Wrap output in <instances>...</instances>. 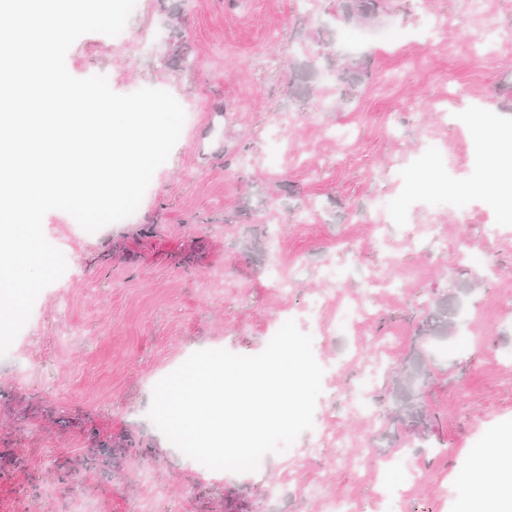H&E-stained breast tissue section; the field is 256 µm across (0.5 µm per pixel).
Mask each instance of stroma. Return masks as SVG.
Returning <instances> with one entry per match:
<instances>
[{
    "label": "stroma",
    "instance_id": "35a3bbf8",
    "mask_svg": "<svg viewBox=\"0 0 512 512\" xmlns=\"http://www.w3.org/2000/svg\"><path fill=\"white\" fill-rule=\"evenodd\" d=\"M316 0H137L125 37L78 38L71 75L171 93L186 118L129 221L81 234L43 219L72 265L37 297L0 358V512H458L471 449L512 433V236L481 192L489 155L471 125L512 128V0H393L381 25L336 23L334 49L362 63L356 98L322 108L288 95L290 57L320 50L293 28ZM180 34L189 59L170 58ZM389 202L388 239L374 206ZM468 244L472 264L453 260ZM480 285L445 348H432L426 437L387 405L350 410L362 375L387 392L418 318L457 278ZM363 313L337 335L339 307ZM317 308L329 333L315 411L319 451L257 471L202 472L148 417L155 384L192 353H260L267 325ZM73 417L74 428L54 423ZM347 444L339 457L338 444ZM288 492L269 499L270 487Z\"/></svg>",
    "mask_w": 512,
    "mask_h": 512
}]
</instances>
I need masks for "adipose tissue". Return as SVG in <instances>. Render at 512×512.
<instances>
[{
	"label": "adipose tissue",
	"instance_id": "adipose-tissue-1",
	"mask_svg": "<svg viewBox=\"0 0 512 512\" xmlns=\"http://www.w3.org/2000/svg\"><path fill=\"white\" fill-rule=\"evenodd\" d=\"M473 136L492 154L497 163L486 171L484 189L491 205L500 208L512 220V130L474 121ZM472 466L465 476L470 494L460 512H512V503L498 496L501 484H512V451H471Z\"/></svg>",
	"mask_w": 512,
	"mask_h": 512
}]
</instances>
